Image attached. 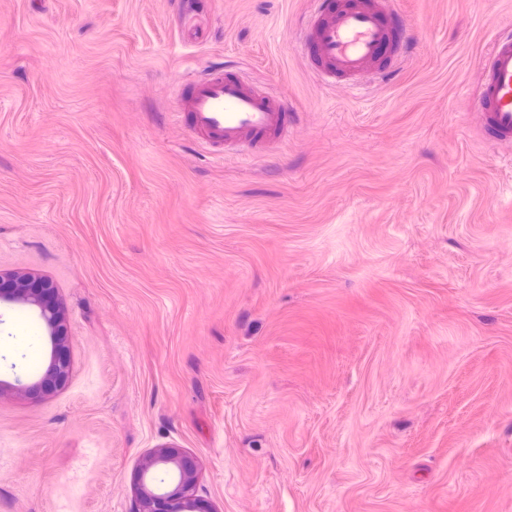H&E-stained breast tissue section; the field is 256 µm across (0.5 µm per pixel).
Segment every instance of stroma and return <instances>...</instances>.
<instances>
[{"label":"stroma","instance_id":"1","mask_svg":"<svg viewBox=\"0 0 512 512\" xmlns=\"http://www.w3.org/2000/svg\"><path fill=\"white\" fill-rule=\"evenodd\" d=\"M408 66L323 84L311 0H0V273L58 290L71 367L0 305V512H512V156L475 137L512 0H398ZM216 63L299 112L217 163L172 121ZM8 336H35L5 361ZM170 465L175 471L169 469ZM159 470L172 471L176 482H158L156 472ZM197 470L196 459L177 448H160L153 452L138 471V512H212L203 500L193 495Z\"/></svg>","mask_w":512,"mask_h":512}]
</instances>
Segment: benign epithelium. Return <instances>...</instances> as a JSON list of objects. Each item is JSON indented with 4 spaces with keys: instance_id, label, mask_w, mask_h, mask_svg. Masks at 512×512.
I'll return each instance as SVG.
<instances>
[{
    "instance_id": "1",
    "label": "benign epithelium",
    "mask_w": 512,
    "mask_h": 512,
    "mask_svg": "<svg viewBox=\"0 0 512 512\" xmlns=\"http://www.w3.org/2000/svg\"><path fill=\"white\" fill-rule=\"evenodd\" d=\"M57 289L42 277L24 276L17 285H0V302L29 306L44 323L50 342V361L40 379L31 385L33 392H53L65 385L70 373L67 332L60 310ZM198 464L194 457L177 448H160L140 467L136 492L138 512H212L193 495Z\"/></svg>"
}]
</instances>
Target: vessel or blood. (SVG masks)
Here are the masks:
<instances>
[{
    "mask_svg": "<svg viewBox=\"0 0 512 512\" xmlns=\"http://www.w3.org/2000/svg\"><path fill=\"white\" fill-rule=\"evenodd\" d=\"M307 55L323 81L360 76L371 67L394 73L409 58L407 34L394 0H312L305 21ZM473 107L480 134L512 145V32L494 34L481 62ZM174 115L187 138L215 161L259 157L280 148L299 114L224 67L181 83Z\"/></svg>",
    "mask_w": 512,
    "mask_h": 512,
    "instance_id": "obj_1",
    "label": "vessel or blood"
}]
</instances>
